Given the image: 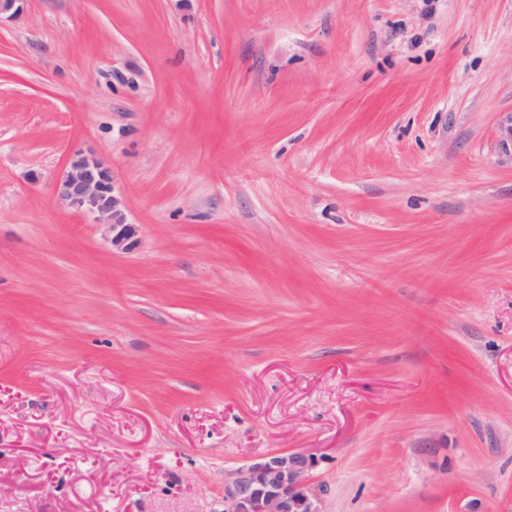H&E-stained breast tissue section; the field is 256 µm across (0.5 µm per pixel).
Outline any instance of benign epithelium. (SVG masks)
<instances>
[{
	"mask_svg": "<svg viewBox=\"0 0 512 512\" xmlns=\"http://www.w3.org/2000/svg\"><path fill=\"white\" fill-rule=\"evenodd\" d=\"M499 143L512 152V113L499 125ZM56 196L94 216L112 233V248H137L135 225L126 222L112 171L99 158L81 152L56 184ZM312 458L304 452L273 453L235 469L224 482V512H325L324 491L309 480Z\"/></svg>",
	"mask_w": 512,
	"mask_h": 512,
	"instance_id": "1",
	"label": "benign epithelium"
}]
</instances>
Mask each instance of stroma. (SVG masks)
Here are the masks:
<instances>
[{"instance_id": "obj_1", "label": "stroma", "mask_w": 512, "mask_h": 512, "mask_svg": "<svg viewBox=\"0 0 512 512\" xmlns=\"http://www.w3.org/2000/svg\"><path fill=\"white\" fill-rule=\"evenodd\" d=\"M512 0L0 21V512H512ZM79 151L140 239L60 203ZM312 467L304 452H280L235 469L224 481V512H326Z\"/></svg>"}]
</instances>
